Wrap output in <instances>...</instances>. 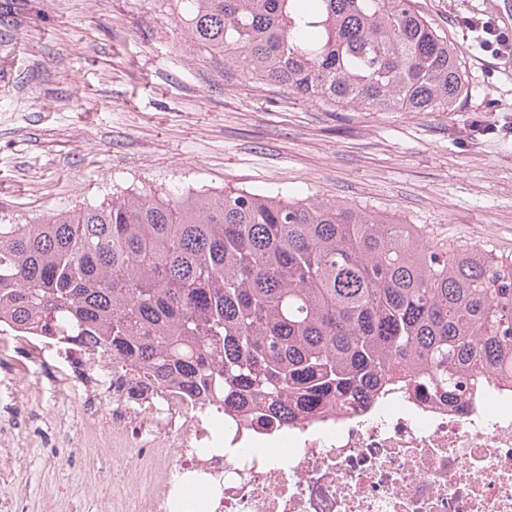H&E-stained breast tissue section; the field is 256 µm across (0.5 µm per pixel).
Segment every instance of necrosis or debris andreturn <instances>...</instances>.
<instances>
[{
    "instance_id": "obj_1",
    "label": "necrosis or debris",
    "mask_w": 512,
    "mask_h": 512,
    "mask_svg": "<svg viewBox=\"0 0 512 512\" xmlns=\"http://www.w3.org/2000/svg\"><path fill=\"white\" fill-rule=\"evenodd\" d=\"M49 371L52 406L83 396L80 426L34 435L112 451L125 487L108 512H512V392L466 405L413 397L358 402L294 425L244 422L185 386L133 376L94 340L0 323V355ZM111 405V427L92 423Z\"/></svg>"
}]
</instances>
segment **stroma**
<instances>
[{
    "instance_id": "obj_1",
    "label": "stroma",
    "mask_w": 512,
    "mask_h": 512,
    "mask_svg": "<svg viewBox=\"0 0 512 512\" xmlns=\"http://www.w3.org/2000/svg\"><path fill=\"white\" fill-rule=\"evenodd\" d=\"M503 0H412L461 59L450 112H366L296 97L193 45L176 0H0V224L173 185H269L414 224L449 250L512 263V56L468 18ZM12 474L29 512H99L112 455L34 443Z\"/></svg>"
}]
</instances>
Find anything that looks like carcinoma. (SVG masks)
Instances as JSON below:
<instances>
[{
	"label": "carcinoma",
	"mask_w": 512,
	"mask_h": 512,
	"mask_svg": "<svg viewBox=\"0 0 512 512\" xmlns=\"http://www.w3.org/2000/svg\"><path fill=\"white\" fill-rule=\"evenodd\" d=\"M191 40L298 96L447 112L461 63L411 0H183ZM112 358L259 425L393 390L512 388V267L414 224L279 189L112 194L0 224V320Z\"/></svg>",
	"instance_id": "carcinoma-1"
}]
</instances>
